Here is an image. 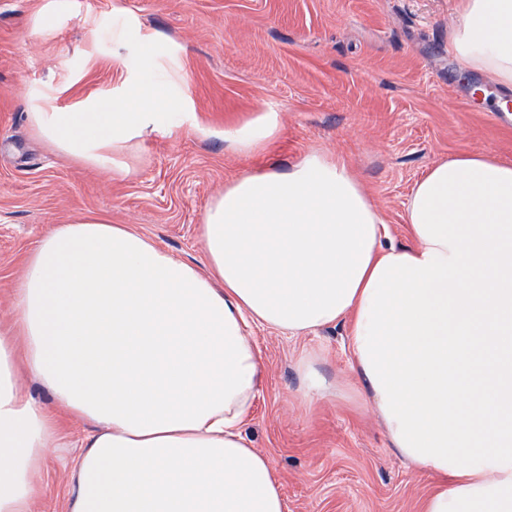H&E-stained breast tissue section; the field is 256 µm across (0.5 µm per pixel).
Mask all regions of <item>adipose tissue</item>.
<instances>
[{
  "label": "adipose tissue",
  "mask_w": 512,
  "mask_h": 512,
  "mask_svg": "<svg viewBox=\"0 0 512 512\" xmlns=\"http://www.w3.org/2000/svg\"><path fill=\"white\" fill-rule=\"evenodd\" d=\"M461 68L512 89V0H461ZM183 90L137 77L31 129L84 166H111L187 118ZM280 131L266 112L224 128L235 154ZM411 245L392 243L344 160L313 151L245 173L208 205L194 265L100 215L29 253L0 336V512H32L60 415L90 427L67 512H285L244 427L265 383L249 324L296 334L348 321L362 396L389 445L436 486L423 512H512V163L471 151L411 192ZM52 392L27 398L18 369Z\"/></svg>",
  "instance_id": "adipose-tissue-1"
}]
</instances>
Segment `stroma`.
I'll list each match as a JSON object with an SVG mask.
<instances>
[{
    "mask_svg": "<svg viewBox=\"0 0 512 512\" xmlns=\"http://www.w3.org/2000/svg\"><path fill=\"white\" fill-rule=\"evenodd\" d=\"M457 0H0V332L15 328L14 286L37 242L86 213L128 224L174 256L201 262L199 226L241 174L288 169L311 151L343 158L371 194L394 243L411 239L405 209L435 162L483 150L512 162V112L448 53ZM157 45L194 122L150 132L119 176L78 165L31 134L30 95L60 110L111 96ZM264 112L280 134L257 153L224 145V126ZM340 323L296 336L256 326L267 380L245 433L280 481L285 512H422L433 478L390 448ZM329 388L301 397L305 368ZM61 422L46 449L35 512H65L74 443Z\"/></svg>",
    "mask_w": 512,
    "mask_h": 512,
    "instance_id": "1",
    "label": "stroma"
}]
</instances>
